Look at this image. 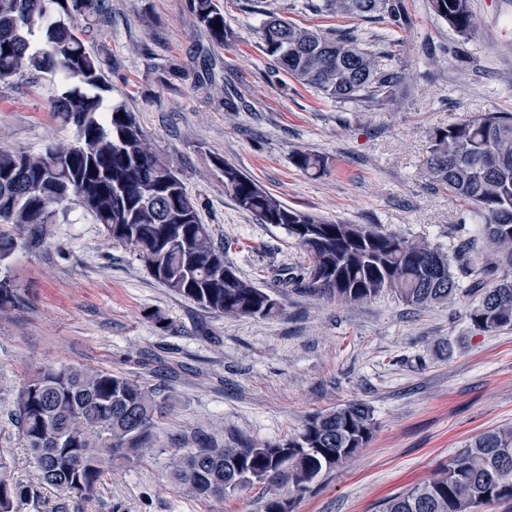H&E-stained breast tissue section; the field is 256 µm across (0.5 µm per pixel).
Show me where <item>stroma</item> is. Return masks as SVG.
<instances>
[{
	"label": "stroma",
	"instance_id": "obj_1",
	"mask_svg": "<svg viewBox=\"0 0 512 512\" xmlns=\"http://www.w3.org/2000/svg\"><path fill=\"white\" fill-rule=\"evenodd\" d=\"M110 3L109 21L87 40L111 57L112 100L134 111L180 173L225 259L271 289L280 309L231 318L198 307L72 202L45 225L40 244L0 226L15 244L8 264L21 298L0 311V449L14 478H36L11 417L16 394L49 366L161 383L171 403L153 455L113 469L85 512H104L107 503L111 512H262L273 492L264 483L201 501L169 482L180 450L214 425L227 441L274 443L348 401L372 408L367 446L294 500L292 512H375L482 431L512 426V329L472 330L468 296L415 308L389 294L350 305L279 288L272 268L304 263V253L285 229L240 209L212 163L224 157L291 208L452 250L464 208L426 174L428 134L468 115L512 113V0H470L479 29L468 38L437 19L429 0H402L401 28L278 0L285 18L304 27L399 39L416 77L373 109L330 101L273 73L259 49L261 17L246 0H218L233 34L224 47L207 45L188 0ZM59 90L47 74L0 83V148L37 152L49 140L72 139V127L49 110ZM228 94L237 110L225 109ZM299 150L324 157L326 171L299 170Z\"/></svg>",
	"mask_w": 512,
	"mask_h": 512
}]
</instances>
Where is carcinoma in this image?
<instances>
[{"instance_id":"1","label":"carcinoma","mask_w":512,"mask_h":512,"mask_svg":"<svg viewBox=\"0 0 512 512\" xmlns=\"http://www.w3.org/2000/svg\"><path fill=\"white\" fill-rule=\"evenodd\" d=\"M264 16L261 51L274 67L335 102L371 108L390 100L414 78L412 65L375 43L341 31L299 26L249 0ZM435 16L467 37L475 21L470 0H429ZM336 18L379 14L403 25L401 0H316ZM196 28L212 44L227 42L224 12L216 0H189ZM109 0H0V82L50 74L61 90L50 112L75 130L69 141H51L39 152L0 150V224L36 232L71 200L112 242L137 254L154 278L202 309L230 317H269L278 302L224 262L197 202L169 161L156 153L122 102L105 103L104 48L86 44L77 22L104 23ZM42 33L35 48L31 36ZM425 160L430 180L468 207L473 232H463L453 252L410 240L371 224H347L285 205L221 156L213 165L238 206L263 224L284 228L309 263L278 274L302 292L362 304L391 293L412 307L474 297L467 311L480 332L512 328V113L484 112L429 133ZM304 172L325 171V159L298 151ZM19 302L9 273L0 277V309ZM167 408L156 389L107 369L47 368L18 390L12 412L37 471L17 482L0 453V512L39 509L43 492L68 494L73 512L94 497L112 467L133 466L156 448V419ZM373 410L349 402L309 416L300 433L282 443L237 440L187 448L168 474L177 488L199 500L218 486L232 496L256 482L288 487V496L266 498L264 512H290L325 473L349 464L373 436ZM512 503V427L481 432L433 476L378 505L377 512H480Z\"/></svg>"}]
</instances>
